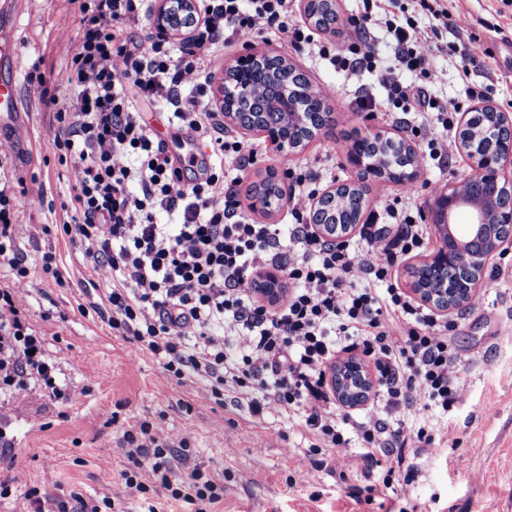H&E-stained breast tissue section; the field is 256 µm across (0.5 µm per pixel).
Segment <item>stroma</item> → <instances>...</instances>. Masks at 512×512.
<instances>
[{
    "mask_svg": "<svg viewBox=\"0 0 512 512\" xmlns=\"http://www.w3.org/2000/svg\"><path fill=\"white\" fill-rule=\"evenodd\" d=\"M459 6L472 15L468 35L483 52L470 63L468 75H461L455 51L463 42L443 34L449 50L432 60L442 80L432 86L431 94L442 102L459 101L467 110L483 102L512 113V20L497 14L496 0H460ZM78 26L73 0H31L16 20V37L27 58L17 81L36 156L27 162L13 155L1 169L29 192L44 195L41 207L19 213L16 235L30 265H41L44 254H53L64 280L34 274L25 315L34 329L44 332L46 354L58 365L67 397L58 399L35 387L0 408V426L13 439L14 458L8 473L13 492L0 499V512H28L24 493L34 487L49 498L73 492L87 500L107 496L120 512H147L162 502V494L129 498L120 477L129 465L122 432L138 421L152 422L166 433L191 435L179 471L198 467L223 476L224 498L206 512H512V338L504 332L512 325V248L488 267L483 306L448 316L470 389L467 403L438 417L448 428L447 443L436 456L405 449L413 481L395 476L394 491L370 505L359 495L366 481L358 447L346 450L351 461L348 479L324 470L317 481L305 483L301 474L311 463L302 454L308 442L298 428L274 414L256 416L244 406L229 402L220 407L196 398L191 380H177L152 354H135L133 343L102 321L98 310L106 305L103 292L93 287L79 244L59 230L67 218L63 205L75 191L67 165L60 163L45 138L50 113L41 97L45 88L58 100L69 97L59 73L67 66L69 39ZM254 43L304 73L312 87L335 89L330 100L335 124L293 154L297 165L317 174V189L353 182V173L344 165L352 132L381 130L410 142L419 160L416 181L424 186L419 208H426L427 196L449 178L469 171L470 161L459 150L444 162L429 158L420 138L411 133L421 121L417 111L360 112L356 88L381 101L387 97L371 73L347 79L311 45H292L271 33L259 35ZM40 73L46 77L42 86L36 81ZM136 107L172 154L186 151L192 132L169 123L162 105L140 100ZM245 140L254 145L257 156L245 184L238 187L240 210L262 224H292L287 203L253 208L247 185L274 169L277 152L265 137L249 134ZM107 469L113 474L108 481L102 478Z\"/></svg>",
    "mask_w": 512,
    "mask_h": 512,
    "instance_id": "1",
    "label": "stroma"
}]
</instances>
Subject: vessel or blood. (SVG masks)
<instances>
[{
  "instance_id": "vessel-or-blood-1",
  "label": "vessel or blood",
  "mask_w": 512,
  "mask_h": 512,
  "mask_svg": "<svg viewBox=\"0 0 512 512\" xmlns=\"http://www.w3.org/2000/svg\"><path fill=\"white\" fill-rule=\"evenodd\" d=\"M28 0H0V143L23 150L27 147V122L15 77L22 53L15 38V21Z\"/></svg>"
}]
</instances>
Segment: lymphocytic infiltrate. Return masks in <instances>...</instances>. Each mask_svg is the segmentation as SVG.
Here are the masks:
<instances>
[{"label":"lymphocytic infiltrate","mask_w":512,"mask_h":512,"mask_svg":"<svg viewBox=\"0 0 512 512\" xmlns=\"http://www.w3.org/2000/svg\"><path fill=\"white\" fill-rule=\"evenodd\" d=\"M145 0H78L79 28L63 74L73 94L66 101L45 95L53 112L46 131L50 145L70 156L69 178L76 193L66 209L64 234L79 242L104 288L107 324L131 337L136 353L164 361L177 379L195 378L198 399L223 405L246 402L252 414L288 417L304 430L310 453L345 472L344 453L358 441L365 463L385 457L382 479L365 486L366 501L391 489L402 472L403 449L436 453V437L425 428L392 426L393 411L447 412L469 397V385L453 351L450 322L423 307L391 283L398 258L423 249L428 225L410 209L418 185L400 192V205L371 214L354 241L334 242L306 222L317 190L311 169H297L288 154L277 164L290 179L291 227L258 224L238 214L234 189L224 178V160L237 171L252 164L253 149L224 130V115L203 104L207 85L224 62V44L249 41L271 30L280 39L309 41L292 17L293 0H198L200 21L178 50L165 33L143 40L125 36ZM432 18L421 27L380 19L372 6L353 17L336 47L320 56L356 75L366 61L395 108H421L415 127L432 159H447L456 146L460 103L433 99L428 85L441 80L431 60L440 49V30L462 35L472 20L449 11L446 0H417ZM384 22L393 50L381 60L369 26ZM419 73L407 84L402 72ZM163 103L172 121L193 131L214 159L202 179L186 184L165 145L147 127L135 99ZM28 190L0 179V267L12 280L0 289V400L32 387L55 389L58 366L45 354L44 334L22 312L33 273L16 237L15 218ZM172 216L169 224L157 212ZM275 269L288 279L278 304L262 302L254 278ZM361 351L373 363L381 398L357 414L344 412L325 370L339 354ZM128 497L163 490L169 502L215 504L224 497L219 478L201 469L176 477L173 461L190 445L187 433L161 434L143 422L124 430Z\"/></svg>","instance_id":"1"}]
</instances>
